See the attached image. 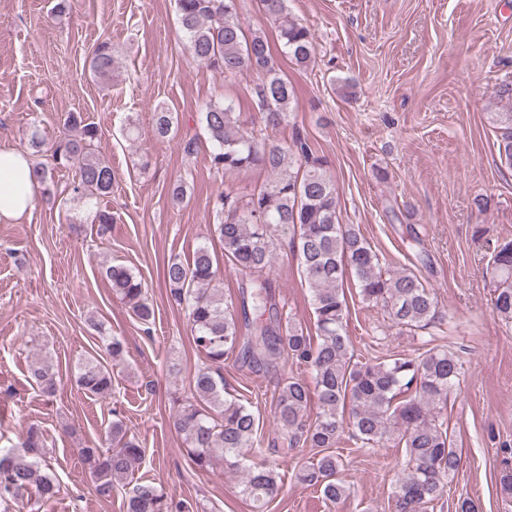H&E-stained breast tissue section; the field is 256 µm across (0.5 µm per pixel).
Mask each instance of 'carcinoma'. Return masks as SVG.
<instances>
[{
  "label": "carcinoma",
  "instance_id": "1",
  "mask_svg": "<svg viewBox=\"0 0 512 512\" xmlns=\"http://www.w3.org/2000/svg\"><path fill=\"white\" fill-rule=\"evenodd\" d=\"M186 46L200 63L224 76L252 72L258 82L252 100L261 114L259 130L244 131L232 103L211 101L200 112L210 143V163L216 173L232 175L263 169L270 181L242 197L221 191L212 200V224L207 239L218 241L236 269L251 278L241 291L244 322L217 286L218 268L208 244L197 247L189 261L171 258L164 270L170 298L187 315L193 343L203 361L189 382L188 393L177 397L173 427L181 435L192 463L200 471L224 466L241 474L240 493L257 512H264L279 492L281 476L258 437L256 415L224 390V359L236 356L256 371H270L282 355L310 370L311 381L294 376L284 379L273 405V420L287 447L306 444L321 449L314 462L301 466L298 482L313 486L324 500L336 504L347 496L342 461L333 452L349 417L351 437L363 447L392 445L403 449L402 476L391 495L393 512H427L440 501L448 483L462 465V454L441 415L448 397L459 385L461 364L455 353L430 348L416 357L392 355L362 362L348 334V302L345 282L352 279L362 300L384 307L400 328L422 329L437 316L432 291L410 269L391 267L353 224L338 218L336 185L325 159L314 155L308 142L295 134L286 146L269 144L265 134L288 123L296 91L280 74L268 41L247 35L240 20L241 0H174ZM263 13L278 23L280 41L288 60L299 68L316 62V42L306 26L289 19L288 0H258ZM116 61L112 45L97 42L89 53L94 77L112 76ZM504 111L494 113L501 130L499 157L512 169V85L495 93ZM157 138L176 136L178 114L159 106L154 115ZM98 129L79 112L66 114L59 136L47 144L38 129L30 134L31 156L46 152L52 163L32 161L37 183L48 200L55 171L77 167L69 191L94 211L97 233L105 235L112 214L98 208L99 200L112 193V167L96 156ZM289 244L313 306L314 329L282 318L264 278L282 235ZM486 273L492 282V311L512 322V240L496 242ZM112 293L132 309L143 324L152 323L155 310L142 279L128 266L106 264L101 270ZM100 333L104 353L119 363L124 344L104 334L102 324L90 321ZM30 374L39 391L51 396L59 384L50 358L31 363ZM81 389L96 397L112 393V370L96 357L78 365ZM318 415L308 422L311 400ZM105 432L106 449L80 450L89 466L99 497H112L114 484L133 471L143 454L141 442L131 434L119 412ZM44 447L36 426L25 430L12 448H0V508L23 510L35 502L41 506L59 493L48 473L47 460L37 457ZM125 512H183L164 488L153 482L136 484L124 502Z\"/></svg>",
  "mask_w": 512,
  "mask_h": 512
}]
</instances>
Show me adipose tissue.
<instances>
[{"mask_svg": "<svg viewBox=\"0 0 512 512\" xmlns=\"http://www.w3.org/2000/svg\"><path fill=\"white\" fill-rule=\"evenodd\" d=\"M36 187L29 156L13 147H0V222L16 223L29 214Z\"/></svg>", "mask_w": 512, "mask_h": 512, "instance_id": "obj_1", "label": "adipose tissue"}]
</instances>
